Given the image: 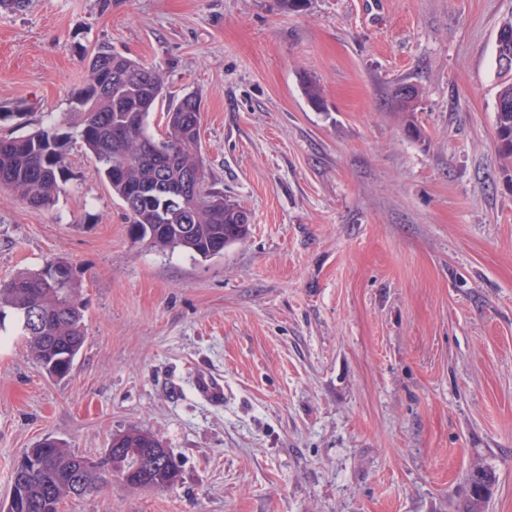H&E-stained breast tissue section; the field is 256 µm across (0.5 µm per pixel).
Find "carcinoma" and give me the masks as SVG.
I'll return each instance as SVG.
<instances>
[{
    "instance_id": "obj_1",
    "label": "carcinoma",
    "mask_w": 512,
    "mask_h": 512,
    "mask_svg": "<svg viewBox=\"0 0 512 512\" xmlns=\"http://www.w3.org/2000/svg\"><path fill=\"white\" fill-rule=\"evenodd\" d=\"M93 55L102 64L86 68L82 86L72 96L69 111L78 116L76 136L93 157L96 168L122 202L135 187L142 193L125 207L132 232L139 241L162 250L179 248L201 258L221 254L244 240L249 225L239 223V205L218 210L189 206L187 195L204 197L213 192L206 173L195 188L184 185V175L204 161L199 144L201 99L186 94L165 113L163 130L150 131L148 118L162 93L160 72L101 45ZM499 153L512 158V80L501 83L496 103ZM70 133L52 124L24 136L0 138V190H8L40 210L49 206L66 169ZM78 271L55 259L36 271H22L0 284V317L9 310L21 324L31 356L39 363H54L67 376L85 342L84 305ZM42 312V328L30 327L24 313ZM162 444L153 435L129 430L121 435L120 449L104 459V467L90 474L94 488L111 483L112 474H125L147 448ZM32 465L12 472L18 498L9 512H60L69 498L71 471L80 455L46 438L36 449ZM149 479L128 481L134 488H164L175 483L179 466L163 452L157 454ZM494 484L487 468L467 476L462 492L467 512H483Z\"/></svg>"
}]
</instances>
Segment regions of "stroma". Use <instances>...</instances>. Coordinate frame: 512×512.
I'll use <instances>...</instances> for the list:
<instances>
[{
  "instance_id": "obj_1",
  "label": "stroma",
  "mask_w": 512,
  "mask_h": 512,
  "mask_svg": "<svg viewBox=\"0 0 512 512\" xmlns=\"http://www.w3.org/2000/svg\"><path fill=\"white\" fill-rule=\"evenodd\" d=\"M512 0H0V136L67 125L98 45L202 99L210 186L250 235L208 259L135 241L80 144L52 205L0 191V281L64 258L85 343L49 377L0 322V504L45 438L152 433L177 482L61 512H512V160L497 34ZM314 80L321 106L303 93ZM419 96L400 110L394 90ZM224 381L220 405L194 389ZM496 135L499 153L504 159L512 158V80L502 82L496 103ZM494 474L487 468L475 469L467 476L462 492L467 512H481L494 484Z\"/></svg>"
}]
</instances>
